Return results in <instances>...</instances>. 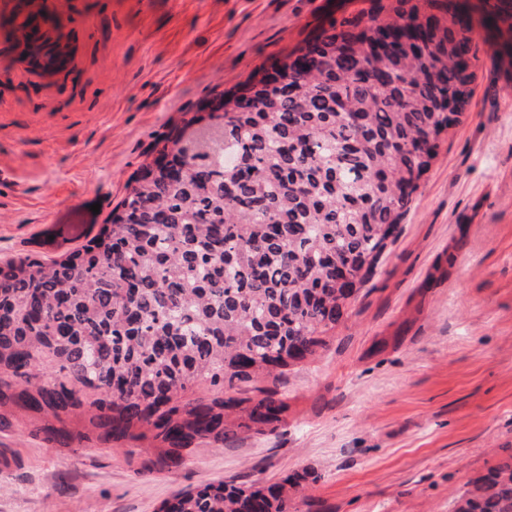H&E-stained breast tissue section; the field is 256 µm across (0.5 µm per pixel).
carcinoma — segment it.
<instances>
[{"label":"carcinoma","mask_w":512,"mask_h":512,"mask_svg":"<svg viewBox=\"0 0 512 512\" xmlns=\"http://www.w3.org/2000/svg\"><path fill=\"white\" fill-rule=\"evenodd\" d=\"M156 145L83 250L0 263V433L103 448L153 473L265 435L275 384L377 272L466 112L464 0H362ZM511 30L512 0H483ZM288 482L185 488L158 512H291ZM455 512H512V463Z\"/></svg>","instance_id":"obj_1"}]
</instances>
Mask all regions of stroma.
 I'll return each instance as SVG.
<instances>
[{"mask_svg":"<svg viewBox=\"0 0 512 512\" xmlns=\"http://www.w3.org/2000/svg\"><path fill=\"white\" fill-rule=\"evenodd\" d=\"M361 0H70L67 74L0 31V262L84 248L189 112ZM444 136L379 274L281 387L270 435L201 444L140 475L123 455L0 433V512H158L178 489L307 470L297 512H453L512 461V58L479 35ZM99 212H92V205Z\"/></svg>","mask_w":512,"mask_h":512,"instance_id":"stroma-1","label":"stroma"}]
</instances>
